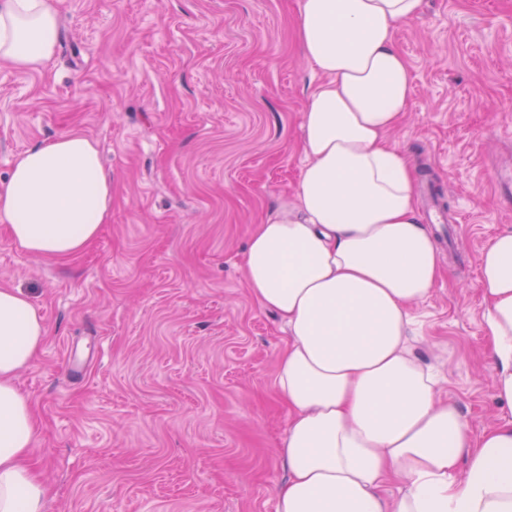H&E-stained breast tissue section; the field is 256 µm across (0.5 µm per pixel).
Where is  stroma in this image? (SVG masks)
<instances>
[{
    "mask_svg": "<svg viewBox=\"0 0 512 512\" xmlns=\"http://www.w3.org/2000/svg\"><path fill=\"white\" fill-rule=\"evenodd\" d=\"M300 0H63L37 71L0 62V180L77 131L112 179V214L74 258L29 255L0 221V287L47 336L15 383L46 512H275L288 471L273 378L278 316L246 286L251 229L294 195L318 74ZM395 45L413 76L389 140L440 189L443 276L409 344L473 432L499 423L478 259L512 230V0H424Z\"/></svg>",
    "mask_w": 512,
    "mask_h": 512,
    "instance_id": "35a3bbf8",
    "label": "stroma"
}]
</instances>
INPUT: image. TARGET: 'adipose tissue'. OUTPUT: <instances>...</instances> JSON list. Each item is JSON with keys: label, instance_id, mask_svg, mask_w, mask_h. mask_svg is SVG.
Instances as JSON below:
<instances>
[{"label": "adipose tissue", "instance_id": "1", "mask_svg": "<svg viewBox=\"0 0 512 512\" xmlns=\"http://www.w3.org/2000/svg\"><path fill=\"white\" fill-rule=\"evenodd\" d=\"M58 4L0 0V60L44 66ZM422 8L300 3L299 42L321 76L302 115L306 163L293 199L255 226L243 258L252 298L287 329L273 380L288 412L276 512H512V420L473 435L453 404L438 401L435 375L407 344L409 309L441 274L415 172L388 140L412 95L394 34ZM111 212L98 145L77 132L21 153L0 180V220L34 256L78 255ZM479 272L493 391L512 410V230L485 245ZM46 334L30 299L1 288L0 512H45V486L27 462L33 408L15 378Z\"/></svg>", "mask_w": 512, "mask_h": 512}]
</instances>
